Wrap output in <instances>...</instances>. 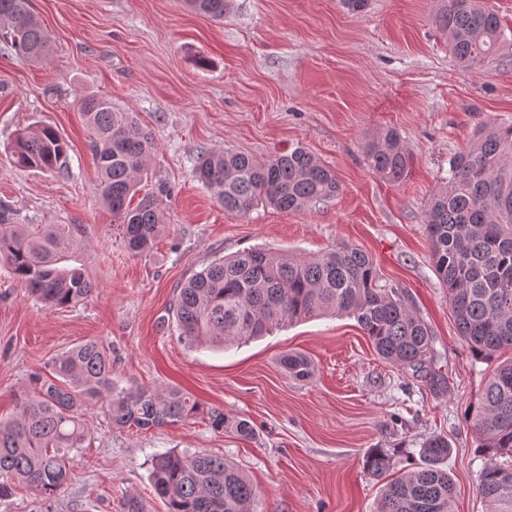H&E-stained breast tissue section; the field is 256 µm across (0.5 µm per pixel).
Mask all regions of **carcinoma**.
<instances>
[{
  "instance_id": "1",
  "label": "carcinoma",
  "mask_w": 512,
  "mask_h": 512,
  "mask_svg": "<svg viewBox=\"0 0 512 512\" xmlns=\"http://www.w3.org/2000/svg\"><path fill=\"white\" fill-rule=\"evenodd\" d=\"M214 20L224 18L228 0H185ZM433 22L448 35L451 54L466 67L484 62L501 37L497 13L482 0H438ZM0 35L30 62L50 54V37L28 11L27 0H0ZM92 139L104 205L123 230L128 251L150 253L161 233L166 186L140 194L155 151L150 133L106 97L79 99ZM67 143L50 126L16 133L9 152L23 169L53 173L66 158ZM372 170L390 184L407 174L410 153L393 128L366 144ZM448 186L425 211L431 255L457 326L472 355L492 362L512 351V125L478 132L448 161ZM195 177L214 190L224 210L245 215L261 204L298 211L339 191L334 171L302 147L265 160L233 151L202 156ZM136 205H131L136 195ZM12 207L0 202V263L28 293L49 307L88 299L95 282L80 267H63L79 245L70 224L14 223ZM354 319L376 354L416 378L434 379V336L405 296L379 285L373 259L340 245L317 256L290 257L252 248L214 259L178 289L174 317L187 346L222 349L319 315ZM283 366L295 378L312 377L308 359L289 353ZM102 402L110 424L148 430L205 415L212 428L254 435L251 423L208 407L178 388L122 387L112 378V346L78 343L51 360L50 374L31 380L17 397L16 413L0 420V500L14 481L52 495L70 480L69 452L84 447L90 429L85 408ZM485 449L479 489L487 512H512V357L493 370L468 411ZM443 436L425 438L421 463L381 489L378 512H452L453 481L445 463ZM507 461L502 462L500 458ZM393 457L377 449L365 468L381 476ZM150 480L167 512H255L258 491L233 463L209 454H157Z\"/></svg>"
}]
</instances>
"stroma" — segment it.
Returning <instances> with one entry per match:
<instances>
[{
  "mask_svg": "<svg viewBox=\"0 0 512 512\" xmlns=\"http://www.w3.org/2000/svg\"><path fill=\"white\" fill-rule=\"evenodd\" d=\"M502 36L482 65L463 67L432 22L437 0H229L223 20L183 0H29L52 51L34 64L0 50V200L24 224H72L68 253L96 282L71 308H49L0 265V417L51 360L88 339L116 352L112 377L132 387H176L255 436L213 430L197 418L148 431L110 426L101 404L85 413L90 447L74 453L71 480L52 498L19 486L0 512H121L137 494L165 512L149 480L152 455L203 452L233 461L259 495L256 512H376L382 483L364 468L370 449L416 465L425 437L450 445L454 512H486L479 475L486 457L467 410L487 379L459 336L436 276L425 230L431 197L447 185L448 160L481 127L512 124V0H485ZM206 67H199V60ZM111 98L151 132L149 180L165 183V228L153 252L130 255L100 202L97 167L78 109ZM52 126L68 143L61 173L17 168L7 146L18 130ZM396 129L412 155L390 185L364 145ZM304 147L340 182L330 200L286 213L224 211L198 182L199 156L231 149L264 160ZM339 244L367 252L381 285L411 298L435 336L438 385L381 360L355 320L320 317L226 350L181 342L171 307L178 288L213 259L263 247L293 255ZM296 352L313 374L281 363Z\"/></svg>",
  "mask_w": 512,
  "mask_h": 512,
  "instance_id": "35a3bbf8",
  "label": "stroma"
}]
</instances>
